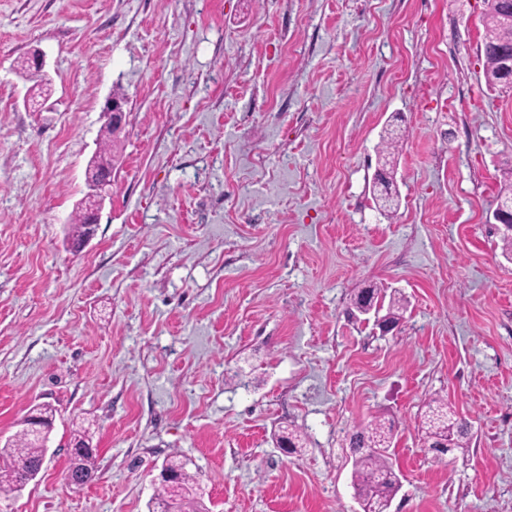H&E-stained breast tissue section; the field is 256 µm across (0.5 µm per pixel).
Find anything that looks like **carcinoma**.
<instances>
[{"mask_svg":"<svg viewBox=\"0 0 512 512\" xmlns=\"http://www.w3.org/2000/svg\"><path fill=\"white\" fill-rule=\"evenodd\" d=\"M486 12L483 18L486 30L482 52L485 59L484 77L489 89L502 84L501 72L505 64L512 65V25L501 22L503 13L512 11V0H485ZM118 135L112 126L103 128V148L96 155L95 163L100 167H112V145ZM399 136L392 132L382 137L378 150L382 167L392 165L398 150ZM83 209L73 211L68 227V237L79 239L85 235ZM373 303L388 304L383 322L394 326L400 324L406 310L405 301L391 295L385 300L381 289L371 288ZM395 424L390 420L376 418L356 431L350 438L353 453L352 481L361 504L378 512L387 507L397 493L401 478L396 471L391 448L395 437ZM419 431L423 444L429 449L447 448L449 452L469 447L468 423L457 416L456 411L442 398H434L421 416ZM45 453L44 441L32 435L24 427L0 446V496L15 492L18 482L25 479L29 468L39 462ZM95 459L93 453H86L70 459V466L76 467L82 474L83 483L91 482L95 477ZM162 470L180 478L175 486L163 485L156 499H170L176 512H208L200 498L189 493L197 485L195 476L187 470V462L171 456L162 463Z\"/></svg>","mask_w":512,"mask_h":512,"instance_id":"obj_1","label":"carcinoma"}]
</instances>
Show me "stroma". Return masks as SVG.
I'll list each match as a JSON object with an SVG mask.
<instances>
[{"mask_svg": "<svg viewBox=\"0 0 512 512\" xmlns=\"http://www.w3.org/2000/svg\"><path fill=\"white\" fill-rule=\"evenodd\" d=\"M483 0H0V441L56 409L0 512H149L180 454L210 512H361L350 435L397 427L391 512H512V261L487 219L512 90L484 79ZM52 92L27 106L19 57ZM126 101L100 224L87 192ZM399 206L376 201L386 130ZM408 307L384 334L351 297ZM472 427L437 458L416 422ZM306 436L302 451L276 445ZM84 430L97 477L70 486ZM418 427L425 448H449L453 453L469 447L467 421L442 398L430 400Z\"/></svg>", "mask_w": 512, "mask_h": 512, "instance_id": "1", "label": "stroma"}]
</instances>
